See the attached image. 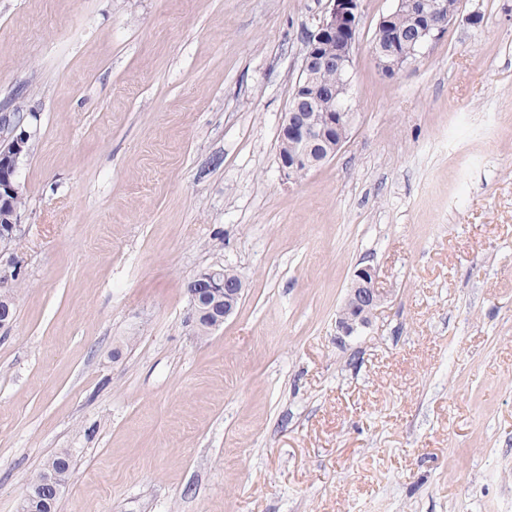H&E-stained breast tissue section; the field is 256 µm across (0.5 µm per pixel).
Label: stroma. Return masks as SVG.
<instances>
[{
    "label": "stroma",
    "mask_w": 512,
    "mask_h": 512,
    "mask_svg": "<svg viewBox=\"0 0 512 512\" xmlns=\"http://www.w3.org/2000/svg\"><path fill=\"white\" fill-rule=\"evenodd\" d=\"M361 0L354 121L298 181L279 129L326 0H0L18 170L0 512H512V0L395 76ZM480 12L479 24L466 14ZM387 302L336 334L354 271ZM233 266L200 334L185 285ZM244 288L230 267L200 271L186 288L192 318L203 331L219 327L237 311ZM67 476L61 478L57 475H47L44 478H39L30 484V489L22 501V508L30 499L40 497L45 501H53L60 497L62 489L68 482L70 474L66 472Z\"/></svg>",
    "instance_id": "1"
}]
</instances>
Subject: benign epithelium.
<instances>
[{
	"label": "benign epithelium",
	"instance_id": "7a95c632",
	"mask_svg": "<svg viewBox=\"0 0 512 512\" xmlns=\"http://www.w3.org/2000/svg\"><path fill=\"white\" fill-rule=\"evenodd\" d=\"M410 25L393 27L398 10L380 17L377 39L371 47L378 71L390 77L415 65L423 51L436 41L457 15L448 13L447 0H409ZM362 24L361 0H327V7L312 30L305 32L302 64L288 111L284 113L279 138V167L287 179L295 180L315 167L310 157L321 148V161L336 155L348 139L353 113L348 94L350 70ZM334 69L343 75L329 103L331 112L320 111L322 95L315 74ZM28 114L16 109L0 113V201L20 194L17 171L25 159L28 141L34 136L26 125ZM245 283L232 268H209L197 273L186 288L191 316L204 331L223 324L235 314ZM388 299V290L379 286L377 270L365 265L353 275L344 303L336 319L340 336H351L369 325L372 316ZM68 478L47 475L30 484L23 502L34 497L53 501L60 497Z\"/></svg>",
	"mask_w": 512,
	"mask_h": 512
}]
</instances>
